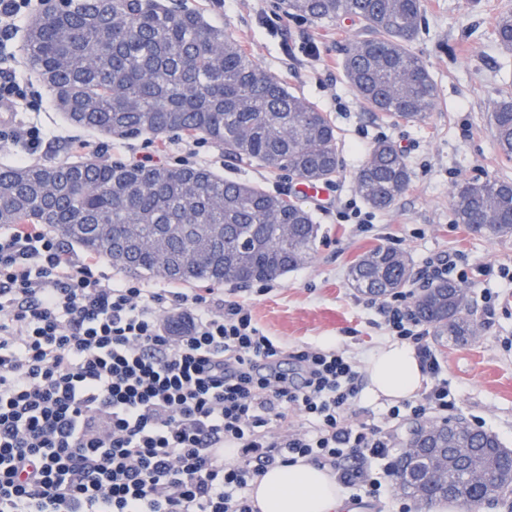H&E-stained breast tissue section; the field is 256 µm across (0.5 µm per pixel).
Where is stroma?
Returning <instances> with one entry per match:
<instances>
[{"instance_id":"stroma-1","label":"stroma","mask_w":512,"mask_h":512,"mask_svg":"<svg viewBox=\"0 0 512 512\" xmlns=\"http://www.w3.org/2000/svg\"><path fill=\"white\" fill-rule=\"evenodd\" d=\"M182 2L212 23L228 26L262 67L328 112L338 132L339 174L324 184L321 199L304 200L320 227L312 258L269 281L268 293L257 292L252 283H227L224 291L250 304L264 334L291 346L346 351L362 367L390 335L379 326L370 297L350 288L352 260L377 245L407 252L413 290L429 259L453 260L471 279L467 290L479 334L459 345L436 341L430 333L424 339L440 361L442 378L459 393V416L483 418L486 431L512 450V287L477 272L485 264L512 261V236L488 239L454 221V190L461 179L512 182V162L501 159L489 125L500 91H512V55L502 53L493 30L495 15L503 6L512 7V0H424L425 20L411 48L427 67L437 98L418 125L378 117L350 90L342 60L359 33L350 21L325 27L285 15L279 0ZM18 123L37 124L46 133L30 163H64L76 156L73 143L83 133L64 124L54 104L38 112L19 107ZM379 140L397 146L412 172L408 189L383 212L369 209L354 182ZM145 154L157 165L204 161L229 179L302 192L299 181L229 161L221 149L180 136L124 140L98 159L134 164ZM360 211L370 213L368 224L358 222Z\"/></svg>"}]
</instances>
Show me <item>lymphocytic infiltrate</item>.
Returning a JSON list of instances; mask_svg holds the SVG:
<instances>
[{
  "mask_svg": "<svg viewBox=\"0 0 512 512\" xmlns=\"http://www.w3.org/2000/svg\"><path fill=\"white\" fill-rule=\"evenodd\" d=\"M31 3L0 0V104L27 96L13 40ZM412 296L378 313L434 383L392 419L444 416L458 402L405 311ZM361 387L343 352L281 345L214 289L106 283L37 226L0 232V512H258L254 480L301 459L380 497L393 486L394 435L348 419ZM292 409L302 422L289 428ZM228 448L236 465L224 463Z\"/></svg>",
  "mask_w": 512,
  "mask_h": 512,
  "instance_id": "f902f5d3",
  "label": "lymphocytic infiltrate"
}]
</instances>
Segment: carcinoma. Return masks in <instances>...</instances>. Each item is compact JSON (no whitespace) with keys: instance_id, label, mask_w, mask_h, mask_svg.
<instances>
[{"instance_id":"carcinoma-1","label":"carcinoma","mask_w":512,"mask_h":512,"mask_svg":"<svg viewBox=\"0 0 512 512\" xmlns=\"http://www.w3.org/2000/svg\"><path fill=\"white\" fill-rule=\"evenodd\" d=\"M287 15L324 25L355 19L343 72L371 112L406 124L425 121L435 86L410 49L423 0H281ZM500 49L512 55V10L495 18ZM25 63L73 127L116 140L170 133L204 141L238 163L304 182L339 170L336 127L314 102L262 69L228 29L172 0H56L34 18L22 43ZM489 123L498 152L512 161V93H500ZM374 210L407 190L404 154L379 141L355 176ZM456 221L477 235H512V191L496 178H465L454 196ZM43 224L112 266L191 285L270 280L315 251L319 225L297 197L216 175L202 165L143 168L78 159L0 168V225ZM411 260L376 246L348 269L354 290L386 297L406 287ZM414 315L436 340L465 344L478 335L468 292L441 280L414 296ZM418 477L399 491L427 505L449 500L474 508L497 495L453 462L440 478Z\"/></svg>"}]
</instances>
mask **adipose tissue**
<instances>
[{
  "instance_id": "ef3b65f1",
  "label": "adipose tissue",
  "mask_w": 512,
  "mask_h": 512,
  "mask_svg": "<svg viewBox=\"0 0 512 512\" xmlns=\"http://www.w3.org/2000/svg\"><path fill=\"white\" fill-rule=\"evenodd\" d=\"M367 396L377 401L411 399L426 377L408 343L380 346L367 365ZM253 499L260 512H344L345 497L326 469L298 461L269 468L255 483Z\"/></svg>"
}]
</instances>
